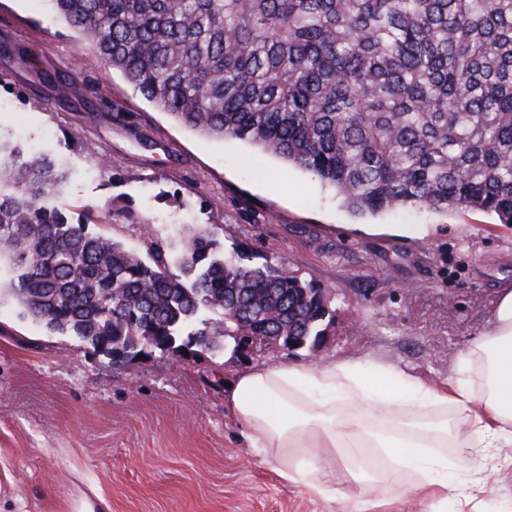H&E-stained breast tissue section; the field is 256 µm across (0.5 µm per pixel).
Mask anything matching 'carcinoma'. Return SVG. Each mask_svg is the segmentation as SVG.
<instances>
[{
	"label": "carcinoma",
	"instance_id": "carcinoma-1",
	"mask_svg": "<svg viewBox=\"0 0 512 512\" xmlns=\"http://www.w3.org/2000/svg\"><path fill=\"white\" fill-rule=\"evenodd\" d=\"M142 96L261 146L355 213L476 209L512 224V0H48ZM45 156L0 147V261L24 314L95 352L168 353L250 327L316 347L325 292L211 233L173 259L88 231Z\"/></svg>",
	"mask_w": 512,
	"mask_h": 512
}]
</instances>
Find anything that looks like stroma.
I'll use <instances>...</instances> for the list:
<instances>
[{
  "instance_id": "1",
  "label": "stroma",
  "mask_w": 512,
  "mask_h": 512,
  "mask_svg": "<svg viewBox=\"0 0 512 512\" xmlns=\"http://www.w3.org/2000/svg\"><path fill=\"white\" fill-rule=\"evenodd\" d=\"M0 144L55 156L56 198L90 232L147 255L187 227L211 230L325 289L334 312L317 349L244 358L155 353L123 365L25 316L0 264V512H353L287 484L247 448L224 398L242 372L360 359L455 379L462 351L512 285V228L479 210L358 215L333 188L246 141L184 128L148 102L44 0H0ZM150 213L155 227L108 210ZM423 224L425 237H394ZM480 512L512 503V465L485 464Z\"/></svg>"
}]
</instances>
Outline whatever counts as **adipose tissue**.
Returning <instances> with one entry per match:
<instances>
[{
    "instance_id": "adipose-tissue-1",
    "label": "adipose tissue",
    "mask_w": 512,
    "mask_h": 512,
    "mask_svg": "<svg viewBox=\"0 0 512 512\" xmlns=\"http://www.w3.org/2000/svg\"><path fill=\"white\" fill-rule=\"evenodd\" d=\"M227 400L251 448L277 462L284 483L329 501L347 477L361 491L405 485L432 512L472 500L461 471L512 447V286L498 292L491 325L461 353L459 376L432 386L410 371L354 360L286 363L241 374ZM456 415L464 432L449 435Z\"/></svg>"
}]
</instances>
